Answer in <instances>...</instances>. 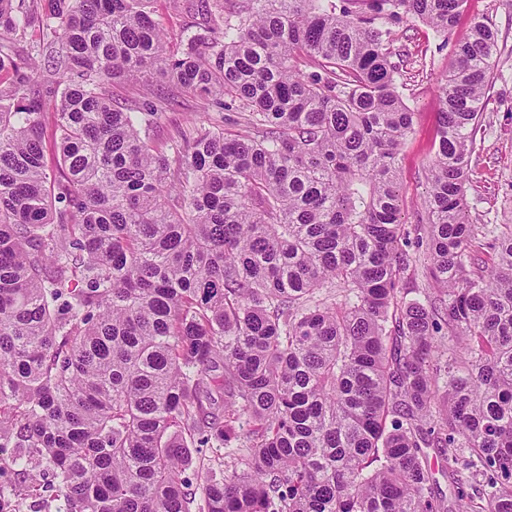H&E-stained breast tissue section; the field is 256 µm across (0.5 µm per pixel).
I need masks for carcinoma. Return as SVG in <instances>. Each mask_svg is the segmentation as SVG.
I'll return each mask as SVG.
<instances>
[{
    "mask_svg": "<svg viewBox=\"0 0 512 512\" xmlns=\"http://www.w3.org/2000/svg\"><path fill=\"white\" fill-rule=\"evenodd\" d=\"M153 2L0 0V512H191V449L234 441L198 512H512V225L466 219L492 25L405 224L395 28L470 0H198L176 50ZM153 80L255 135L168 155L170 99L112 98Z\"/></svg>",
    "mask_w": 512,
    "mask_h": 512,
    "instance_id": "cac0c4a2",
    "label": "carcinoma"
}]
</instances>
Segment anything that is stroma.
<instances>
[{
  "label": "stroma",
  "mask_w": 512,
  "mask_h": 512,
  "mask_svg": "<svg viewBox=\"0 0 512 512\" xmlns=\"http://www.w3.org/2000/svg\"><path fill=\"white\" fill-rule=\"evenodd\" d=\"M476 12L486 17L498 33L496 79L488 94L484 118V143L471 162L467 187L468 213L476 224L512 225V0H478ZM470 27L462 16L451 31L440 34L413 22L400 26L412 51L400 77L403 96L414 114L413 128L400 153L401 219L411 224L426 198L427 169L435 151L439 104L435 85L451 62L458 42ZM222 121L225 129L241 127L237 108L221 109L209 99L178 96L160 115L155 130L158 144L169 145L179 131L190 129L201 113Z\"/></svg>",
  "instance_id": "obj_1"
}]
</instances>
